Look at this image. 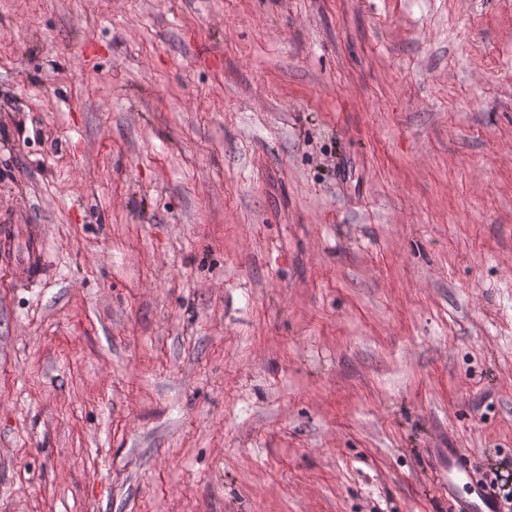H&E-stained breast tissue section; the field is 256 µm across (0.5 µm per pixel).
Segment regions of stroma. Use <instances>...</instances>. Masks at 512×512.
I'll return each instance as SVG.
<instances>
[{"label": "stroma", "mask_w": 512, "mask_h": 512, "mask_svg": "<svg viewBox=\"0 0 512 512\" xmlns=\"http://www.w3.org/2000/svg\"><path fill=\"white\" fill-rule=\"evenodd\" d=\"M0 512H453L512 474V0H0ZM448 499L456 502L457 512H501L498 501L493 498L479 480L469 471L467 457L459 448L448 449ZM466 487V496L459 498L460 484Z\"/></svg>", "instance_id": "1"}]
</instances>
